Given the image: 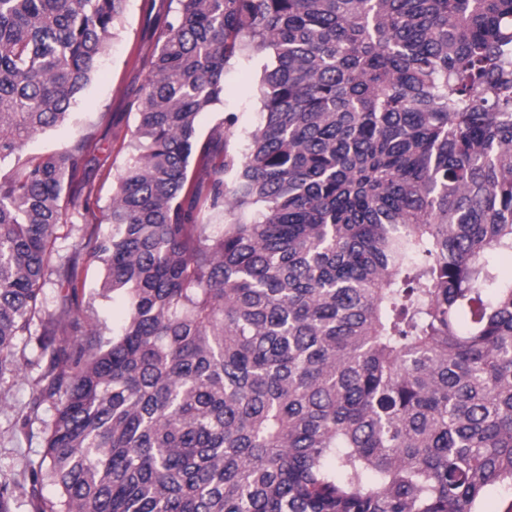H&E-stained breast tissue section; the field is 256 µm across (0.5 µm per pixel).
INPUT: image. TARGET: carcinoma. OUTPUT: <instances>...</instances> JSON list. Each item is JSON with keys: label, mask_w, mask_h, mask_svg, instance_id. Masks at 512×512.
<instances>
[{"label": "carcinoma", "mask_w": 512, "mask_h": 512, "mask_svg": "<svg viewBox=\"0 0 512 512\" xmlns=\"http://www.w3.org/2000/svg\"><path fill=\"white\" fill-rule=\"evenodd\" d=\"M128 0H0V379L43 386L41 512H480L512 488V0H170L107 215L52 264L62 125ZM267 54L261 121L202 136ZM253 211L204 224L201 209ZM127 314L31 335L51 281ZM14 482L0 479V512ZM268 55L235 57L224 66V100L198 116V125L203 134L215 126L226 113H234L237 118L235 135L230 149L242 150L246 136L260 119L261 104L257 86L264 65L270 64ZM83 266L82 279L85 281L86 297L81 300L79 298L78 303L71 304L72 313H83L94 319H97L100 323H106L110 331L107 330V334L112 332V327L117 328L125 316V304L121 300H107L100 297H96L94 300H89V294L98 288V282L101 277L102 265L100 262L95 261L88 256L84 255L81 260ZM88 302L93 303L92 309H88Z\"/></svg>", "instance_id": "carcinoma-1"}]
</instances>
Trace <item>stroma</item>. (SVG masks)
Segmentation results:
<instances>
[{
  "label": "stroma",
  "instance_id": "1",
  "mask_svg": "<svg viewBox=\"0 0 512 512\" xmlns=\"http://www.w3.org/2000/svg\"><path fill=\"white\" fill-rule=\"evenodd\" d=\"M169 6V0H128L99 69L73 107L72 120L32 138L22 151L26 157L58 151L81 137L91 138L96 144L87 166L75 179L86 203L84 217L58 225L54 259L69 256L90 232L102 234L109 229L107 214L117 176L130 155L129 134L137 123V100L148 81V62L160 43ZM269 62L268 55L259 54L235 57L225 65L224 100L199 114L201 131H209L224 114H235L238 121L230 146L236 150L245 147L248 132L260 119L257 86ZM39 380V369L29 366L0 380V475L16 484L12 512H40L44 504L58 496L55 486L33 482L30 472L31 465L38 463L45 452L42 422L53 413L50 403L36 408L37 418L30 426L17 421L20 412L32 409Z\"/></svg>",
  "mask_w": 512,
  "mask_h": 512
}]
</instances>
